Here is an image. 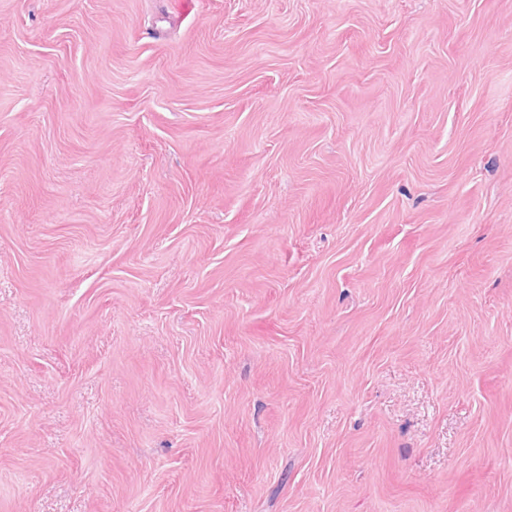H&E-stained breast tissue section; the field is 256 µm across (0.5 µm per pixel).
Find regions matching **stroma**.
<instances>
[{
  "label": "stroma",
  "instance_id": "stroma-1",
  "mask_svg": "<svg viewBox=\"0 0 512 512\" xmlns=\"http://www.w3.org/2000/svg\"><path fill=\"white\" fill-rule=\"evenodd\" d=\"M0 0V512H512V0Z\"/></svg>",
  "mask_w": 512,
  "mask_h": 512
}]
</instances>
